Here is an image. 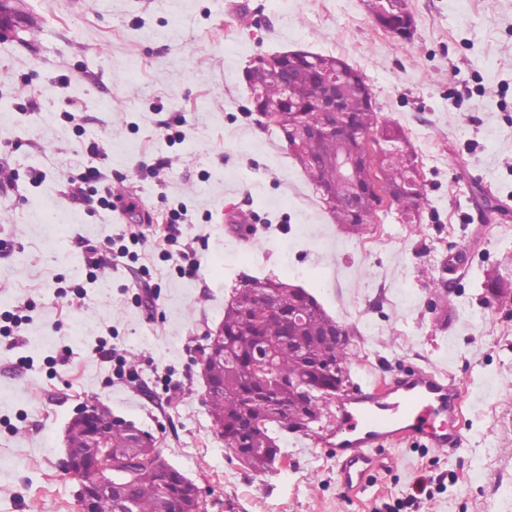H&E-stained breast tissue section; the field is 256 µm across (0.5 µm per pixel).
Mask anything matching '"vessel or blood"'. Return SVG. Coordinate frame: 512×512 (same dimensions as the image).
Listing matches in <instances>:
<instances>
[{"instance_id": "b4317fda", "label": "vessel or blood", "mask_w": 512, "mask_h": 512, "mask_svg": "<svg viewBox=\"0 0 512 512\" xmlns=\"http://www.w3.org/2000/svg\"><path fill=\"white\" fill-rule=\"evenodd\" d=\"M462 398L454 378L420 368L385 389L361 388L339 397L336 422L320 444L336 463L341 487L362 489L378 464V451L405 441L451 452L462 448Z\"/></svg>"}]
</instances>
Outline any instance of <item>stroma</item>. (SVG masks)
I'll use <instances>...</instances> for the list:
<instances>
[{
	"instance_id": "1",
	"label": "stroma",
	"mask_w": 512,
	"mask_h": 512,
	"mask_svg": "<svg viewBox=\"0 0 512 512\" xmlns=\"http://www.w3.org/2000/svg\"><path fill=\"white\" fill-rule=\"evenodd\" d=\"M0 2L22 31L0 35V512H78L64 429L91 397L150 432L209 512H512V295L482 287L487 271L512 277V0H405L406 40L366 0ZM296 49L361 71L403 128L428 199L419 223L382 208L345 232L258 124L246 69ZM90 166L103 178L75 204L67 182ZM118 186L127 201L106 206ZM172 209L185 221L167 245ZM242 212L252 234L230 230ZM85 241L125 249V268L89 264ZM264 275L349 330L348 389L410 365L462 381L465 447L381 451L347 493L317 423L279 433L285 465L245 468L213 432L199 348L233 289Z\"/></svg>"
}]
</instances>
